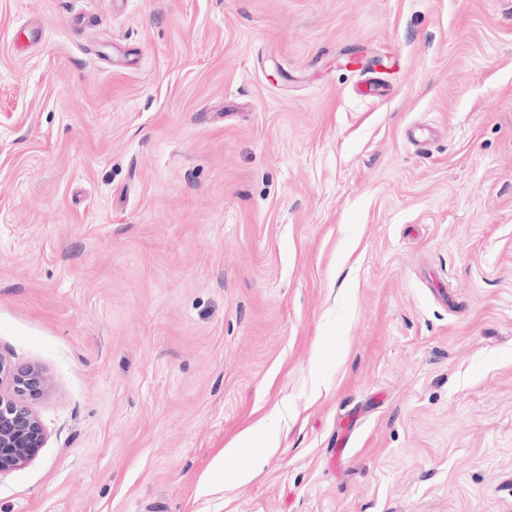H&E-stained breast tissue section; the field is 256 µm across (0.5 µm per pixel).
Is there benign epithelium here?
<instances>
[{
    "mask_svg": "<svg viewBox=\"0 0 512 512\" xmlns=\"http://www.w3.org/2000/svg\"><path fill=\"white\" fill-rule=\"evenodd\" d=\"M48 387L39 366L18 364L0 352V475L29 463L46 444V428L30 401Z\"/></svg>",
    "mask_w": 512,
    "mask_h": 512,
    "instance_id": "1",
    "label": "benign epithelium"
}]
</instances>
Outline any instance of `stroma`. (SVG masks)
I'll return each mask as SVG.
<instances>
[{
	"instance_id": "1",
	"label": "stroma",
	"mask_w": 512,
	"mask_h": 512,
	"mask_svg": "<svg viewBox=\"0 0 512 512\" xmlns=\"http://www.w3.org/2000/svg\"><path fill=\"white\" fill-rule=\"evenodd\" d=\"M112 2L0 0V512H512V0ZM49 380L33 364H18L0 351V475L29 463L47 441V431L30 401ZM256 441H259L257 446H255L256 448H268L274 451L279 447L277 437L268 432L265 428L264 420H260L256 425L243 431L235 440L225 446L224 450L220 453L223 462L253 447Z\"/></svg>"
}]
</instances>
